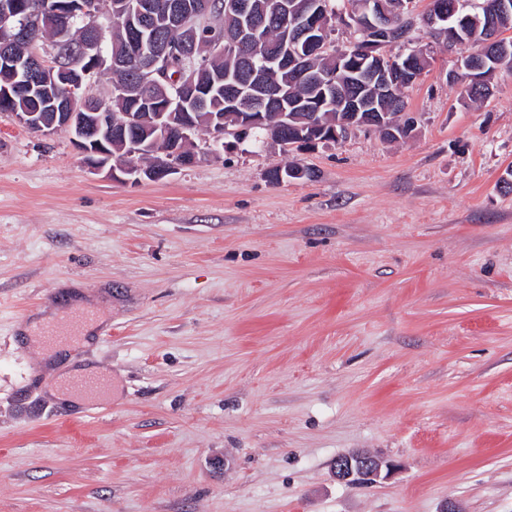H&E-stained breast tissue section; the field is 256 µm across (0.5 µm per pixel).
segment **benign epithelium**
<instances>
[{"label": "benign epithelium", "instance_id": "benign-epithelium-1", "mask_svg": "<svg viewBox=\"0 0 512 512\" xmlns=\"http://www.w3.org/2000/svg\"><path fill=\"white\" fill-rule=\"evenodd\" d=\"M45 4L30 0L20 7L15 0H0V26L12 32V40L34 45L33 26L41 20ZM55 12L62 16L91 13L88 0L55 5ZM512 14V0H495L483 16L475 18L476 25L484 26L480 45L499 44L496 56L501 60L512 57V50L500 42L502 18ZM415 0H349L348 5L337 12L336 19L349 27H356L362 34L353 53L329 50L328 39L323 37L328 16L324 0H307L304 10L295 16L289 28V48L264 60L252 69L245 82H230L218 74L208 86L198 80V67L194 60L184 55L182 45L167 43L150 53L132 46L121 55H91L87 63L75 61L63 63L56 58L46 62L39 51L32 49L26 56L8 51L0 52V67L11 70L20 80L0 90V103L13 106L18 98L32 100L23 112H13L19 124L45 135L66 131L71 142L93 173H103L114 181L140 183L157 181L177 173L184 167L197 163L206 156H217L224 148V137L232 134L244 141L250 132L266 123L265 108H276L280 119L288 121V110H305V125L298 132L297 144L334 143L357 127L375 128L359 119L367 110L377 114L378 102L417 82L430 60L424 49L415 48L403 57L391 48L409 40L415 22L420 21L437 37L446 39L448 47L458 40L448 38V0H429L427 10L419 16ZM259 30L255 18L241 20L239 32L233 38H225L229 46L243 51L249 39ZM315 57L336 59V72L346 71L353 76L366 71L373 75L372 86L366 103L359 96H340L335 79L324 73H313L308 67ZM136 66L139 78L158 88L157 96L144 101L143 108L152 110L153 122L142 128L136 127L138 116L126 115V120L115 121L112 114L98 109L75 105V93L88 88V76L99 69L124 70ZM178 66L176 82H170L169 70ZM294 67L296 80L317 85L319 95L309 98L288 99L280 95L273 83L279 71ZM460 69L465 71L466 81L474 86L491 83L495 72L485 75V65L465 59ZM224 88V111L211 112V126L206 130L207 144L200 148L194 137L196 109L206 105V94L216 87ZM333 107L337 112L336 125L325 131L315 118L323 108ZM134 139L136 144H146L153 150L154 158L145 165L136 158L140 151L115 161L110 150L111 142ZM391 465L366 452L344 454L336 457L333 475L337 481L373 483L381 478L383 470Z\"/></svg>", "mask_w": 512, "mask_h": 512}]
</instances>
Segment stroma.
<instances>
[{"label": "stroma", "mask_w": 512, "mask_h": 512, "mask_svg": "<svg viewBox=\"0 0 512 512\" xmlns=\"http://www.w3.org/2000/svg\"><path fill=\"white\" fill-rule=\"evenodd\" d=\"M416 118L137 185L0 112V512H512V70L423 25ZM311 168L271 184L268 170ZM99 306L81 404L23 336ZM395 464L337 482V456Z\"/></svg>", "instance_id": "obj_1"}]
</instances>
